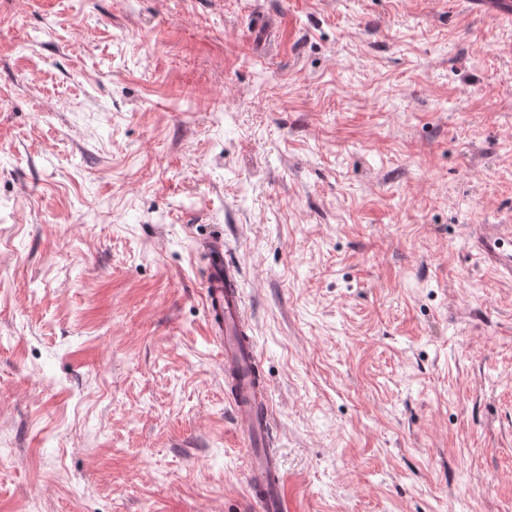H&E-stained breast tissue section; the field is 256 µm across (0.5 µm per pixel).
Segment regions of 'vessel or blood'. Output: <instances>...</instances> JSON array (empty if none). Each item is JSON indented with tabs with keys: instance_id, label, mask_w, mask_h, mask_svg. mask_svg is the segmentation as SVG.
Returning a JSON list of instances; mask_svg holds the SVG:
<instances>
[{
	"instance_id": "b4317fda",
	"label": "vessel or blood",
	"mask_w": 512,
	"mask_h": 512,
	"mask_svg": "<svg viewBox=\"0 0 512 512\" xmlns=\"http://www.w3.org/2000/svg\"><path fill=\"white\" fill-rule=\"evenodd\" d=\"M206 252L204 301L209 328L224 358L227 393L249 441L246 487L260 512H287L280 460L271 444L274 417L268 385L258 375V348L238 272L224 259L223 239L209 241Z\"/></svg>"
}]
</instances>
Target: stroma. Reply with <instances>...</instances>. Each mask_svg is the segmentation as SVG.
<instances>
[{"mask_svg": "<svg viewBox=\"0 0 512 512\" xmlns=\"http://www.w3.org/2000/svg\"><path fill=\"white\" fill-rule=\"evenodd\" d=\"M512 18L0 0V512H256L223 238L288 512H512ZM221 238L206 245L204 301L213 339L224 358L227 393L249 441L246 487L260 512H287L280 460L272 447L274 417L267 382L259 374L257 344L236 266L224 260Z\"/></svg>", "mask_w": 512, "mask_h": 512, "instance_id": "stroma-1", "label": "stroma"}]
</instances>
